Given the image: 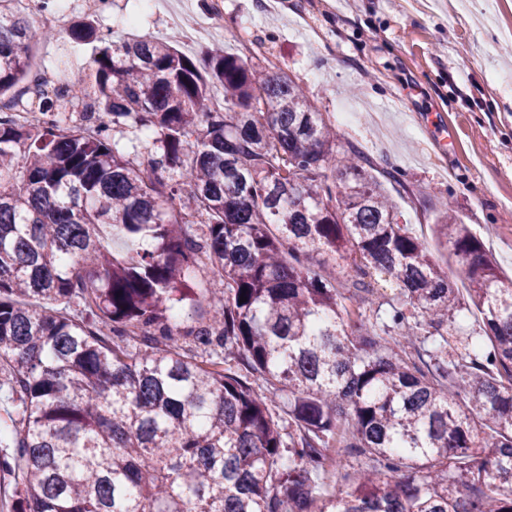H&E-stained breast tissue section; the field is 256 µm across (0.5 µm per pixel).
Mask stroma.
Listing matches in <instances>:
<instances>
[{"instance_id":"stroma-1","label":"stroma","mask_w":512,"mask_h":512,"mask_svg":"<svg viewBox=\"0 0 512 512\" xmlns=\"http://www.w3.org/2000/svg\"><path fill=\"white\" fill-rule=\"evenodd\" d=\"M142 2L111 0L99 28L135 14L139 34L178 44L182 27L205 14L198 0H155L150 10ZM86 16L71 5L52 39H34L36 57L62 72L88 68L92 45L70 36ZM510 23L512 0L491 16L482 0H224L223 30L185 52H236L242 33L281 61L325 117L357 107L336 125L341 142L361 148L376 172H404L400 207L430 251L443 254L433 222L449 200L511 276L512 91L499 86L512 77V44L500 37ZM493 41L499 48L486 56Z\"/></svg>"}]
</instances>
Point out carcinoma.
<instances>
[{
  "label": "carcinoma",
  "mask_w": 512,
  "mask_h": 512,
  "mask_svg": "<svg viewBox=\"0 0 512 512\" xmlns=\"http://www.w3.org/2000/svg\"><path fill=\"white\" fill-rule=\"evenodd\" d=\"M8 2L12 512H512V278L452 206L434 227L464 292L284 71L81 23L76 41L105 46L51 97ZM27 94L37 128L9 116ZM67 104L87 123L62 126ZM203 260L221 291L184 326Z\"/></svg>",
  "instance_id": "1"
}]
</instances>
